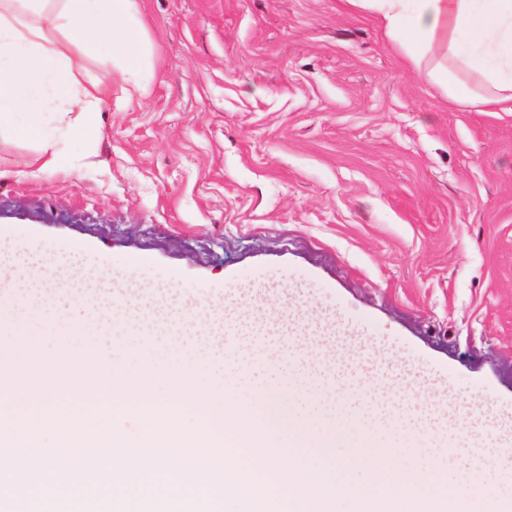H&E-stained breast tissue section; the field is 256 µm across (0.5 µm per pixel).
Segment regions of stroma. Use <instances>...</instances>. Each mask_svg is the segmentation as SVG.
<instances>
[{"mask_svg": "<svg viewBox=\"0 0 512 512\" xmlns=\"http://www.w3.org/2000/svg\"><path fill=\"white\" fill-rule=\"evenodd\" d=\"M145 92L48 31L73 78L103 93L77 176L0 137V226L85 244L87 263L149 259L222 295L282 289L331 311L371 366L408 357L471 407L512 419V112L449 101L446 47L414 67L383 17L347 0H135ZM379 383L390 375L379 371Z\"/></svg>", "mask_w": 512, "mask_h": 512, "instance_id": "stroma-1", "label": "stroma"}]
</instances>
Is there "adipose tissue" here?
I'll list each match as a JSON object with an SVG mask.
<instances>
[{
	"mask_svg": "<svg viewBox=\"0 0 512 512\" xmlns=\"http://www.w3.org/2000/svg\"><path fill=\"white\" fill-rule=\"evenodd\" d=\"M375 10L420 64L436 41L494 88L477 96L444 68L428 78L459 105L512 101V0H349ZM20 14L0 9V134L34 142L43 169L73 170L66 145L93 146L102 127V98L70 75L68 58L45 38L37 20L63 34L79 36L88 53L110 59L122 81L139 85L145 47L132 0H18Z\"/></svg>",
	"mask_w": 512,
	"mask_h": 512,
	"instance_id": "ef3b65f1",
	"label": "adipose tissue"
}]
</instances>
